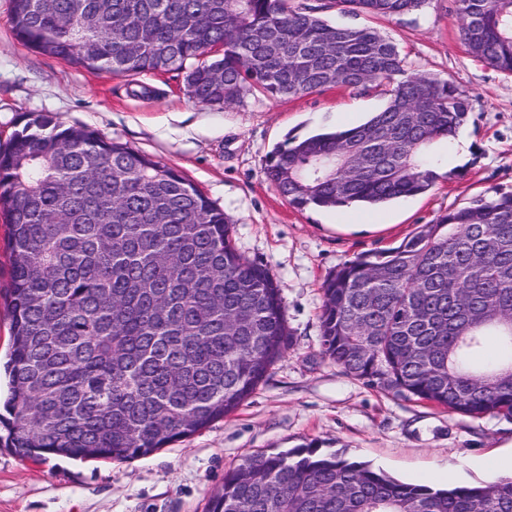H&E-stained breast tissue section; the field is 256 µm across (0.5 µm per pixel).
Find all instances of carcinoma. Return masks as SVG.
<instances>
[{
	"label": "carcinoma",
	"instance_id": "cac0c4a2",
	"mask_svg": "<svg viewBox=\"0 0 512 512\" xmlns=\"http://www.w3.org/2000/svg\"><path fill=\"white\" fill-rule=\"evenodd\" d=\"M429 0H330L400 18ZM473 56L512 74V0H455ZM24 46L129 77L187 69L196 103L253 91L299 98L388 85L367 121L268 156L298 210L380 205L427 192V153L471 110L452 83L412 71L370 26L295 0H11ZM11 261L9 397L0 447L17 456L128 460L235 412L293 344L278 280L180 170L49 112L0 146ZM321 347L368 386L460 416H512V191L338 265L322 285ZM501 358L481 360L487 345ZM208 512H512V479H392L312 444L242 459Z\"/></svg>",
	"mask_w": 512,
	"mask_h": 512
}]
</instances>
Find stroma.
I'll return each mask as SVG.
<instances>
[{
  "label": "stroma",
  "mask_w": 512,
  "mask_h": 512,
  "mask_svg": "<svg viewBox=\"0 0 512 512\" xmlns=\"http://www.w3.org/2000/svg\"><path fill=\"white\" fill-rule=\"evenodd\" d=\"M373 25L412 69L450 80L469 97L465 157L449 165L455 142L434 144L437 179L418 196L300 211L267 180L269 152L291 137L365 121L384 107L383 87L202 106L187 96L181 70L131 80L28 49L12 32L10 0H0V142L23 114L53 112L179 169L230 217L239 252L278 277L294 333L293 347L235 413L152 454L34 462L0 447V512H206L225 471L244 456L309 443L434 487L489 482L512 458V416L462 417L386 394L321 350V285L338 265L397 245L477 196L512 191V74L468 54L454 0H429L420 14Z\"/></svg>",
  "instance_id": "35a3bbf8"
}]
</instances>
